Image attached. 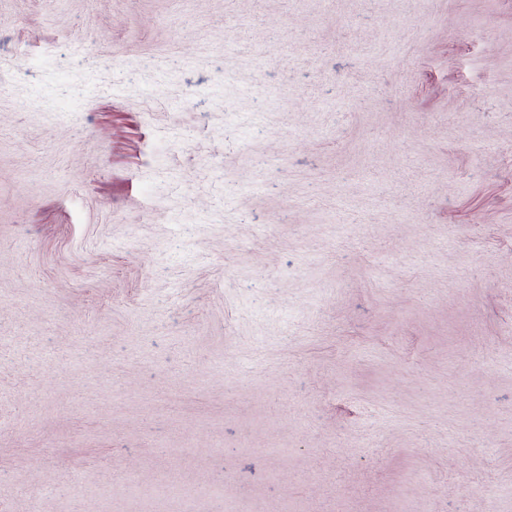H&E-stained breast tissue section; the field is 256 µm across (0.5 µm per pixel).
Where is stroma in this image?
I'll return each mask as SVG.
<instances>
[{"label": "stroma", "instance_id": "1", "mask_svg": "<svg viewBox=\"0 0 512 512\" xmlns=\"http://www.w3.org/2000/svg\"><path fill=\"white\" fill-rule=\"evenodd\" d=\"M219 502L512 512V0H0V512Z\"/></svg>", "mask_w": 512, "mask_h": 512}]
</instances>
